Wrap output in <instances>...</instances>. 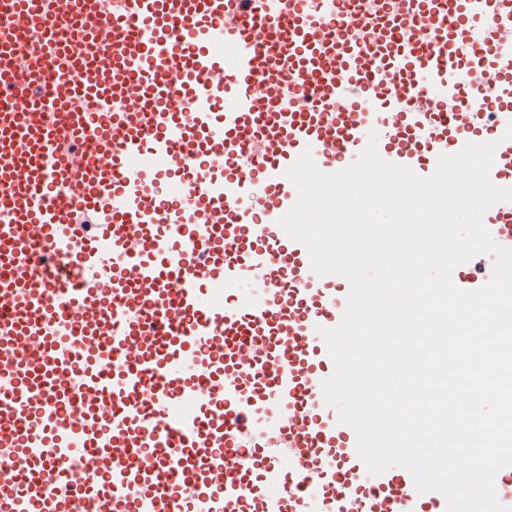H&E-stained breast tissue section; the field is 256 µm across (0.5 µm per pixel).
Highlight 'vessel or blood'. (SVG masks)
I'll use <instances>...</instances> for the list:
<instances>
[{"instance_id":"1","label":"vessel or blood","mask_w":512,"mask_h":512,"mask_svg":"<svg viewBox=\"0 0 512 512\" xmlns=\"http://www.w3.org/2000/svg\"><path fill=\"white\" fill-rule=\"evenodd\" d=\"M511 123L512 0H0V512H446L324 401L284 172L512 187Z\"/></svg>"}]
</instances>
